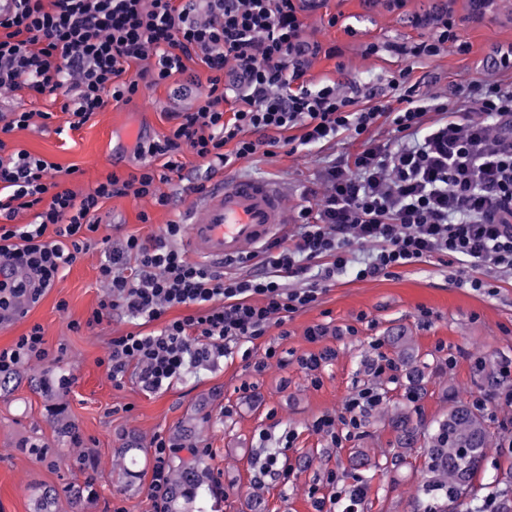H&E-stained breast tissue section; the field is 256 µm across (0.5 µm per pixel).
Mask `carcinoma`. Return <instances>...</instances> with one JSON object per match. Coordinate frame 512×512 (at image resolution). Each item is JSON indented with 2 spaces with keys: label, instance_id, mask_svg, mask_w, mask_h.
<instances>
[{
  "label": "carcinoma",
  "instance_id": "obj_1",
  "mask_svg": "<svg viewBox=\"0 0 512 512\" xmlns=\"http://www.w3.org/2000/svg\"><path fill=\"white\" fill-rule=\"evenodd\" d=\"M396 432L397 447L408 452L417 447L420 431L406 412L390 420ZM490 435L476 409L463 404L448 408V417L438 423L427 439L428 471L431 480L424 494L443 501L439 512H458L462 497L483 466ZM201 459L180 461L174 466L169 482V512H184L181 502L205 493L198 478ZM32 512H54L56 495L51 489H37L31 494Z\"/></svg>",
  "mask_w": 512,
  "mask_h": 512
}]
</instances>
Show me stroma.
<instances>
[{"label": "stroma", "instance_id": "35a3bbf8", "mask_svg": "<svg viewBox=\"0 0 512 512\" xmlns=\"http://www.w3.org/2000/svg\"><path fill=\"white\" fill-rule=\"evenodd\" d=\"M432 4L407 0L397 13L365 0H321L317 7L304 8L307 38L338 50L334 57L313 59L310 83L332 79L385 87L405 65L387 52V44L418 38L413 20ZM331 14L339 17L333 27L327 24ZM461 34L471 45L469 54L445 52L414 62L413 78L442 89L484 78V60L498 46L512 43V0H503L482 22L465 24ZM369 42L380 50L366 57L362 47ZM196 95L193 89L183 94L166 87L147 89L130 104H108L76 130L64 127L61 99L20 91L0 94V100L19 110L54 113L52 128L14 131L8 144L75 167L69 186L80 193L109 172H129L138 137L168 132V113L194 106ZM120 130L129 137L123 160L116 162L112 135ZM355 149L343 135L294 151L284 145L273 154L260 151L239 160L226 174L279 183L293 215L319 191L324 166ZM182 163L181 178L160 186L172 196L169 206H155L148 198H112L99 213L97 242L78 256L58 288L26 316L0 323L2 347L37 323L50 349L64 351L61 361L19 366L0 386V512H30L31 490L40 485L59 491L57 512H154L150 450L158 435L180 447L186 460L193 447L208 449V491L189 504V512H314V497H331L356 479L364 487L358 512H424L429 503L422 491L429 478L424 453L417 448L395 461L389 419L408 412L427 432L446 417L449 406L479 398L488 401L481 415L492 443L470 494L482 500L512 495V407L490 400L501 385L503 365L512 362V275L507 273L498 276L490 294L459 287L465 271L446 258L434 257L375 279L344 273L312 307L250 343L253 357L272 346L284 358L264 372L248 370L237 347L215 363L191 368L157 394L143 392L130 372L121 382L112 381L100 361L111 337L133 331L131 321L116 313L92 331H75L71 324H84L103 296L101 239L115 246L126 235L147 236L171 221L187 220L200 196L181 192V185L205 183L209 177L193 156H185ZM143 210L150 213L151 223L138 222ZM61 300L66 310L58 309ZM316 325L328 330L320 345L306 336ZM404 344L421 372L415 383L396 364ZM323 345L336 355L314 378L296 359ZM382 359L394 363V370L377 372ZM364 387L376 389L382 402L368 414L361 433L336 443L314 431L317 417L340 414L348 396ZM285 428L295 433L284 455L288 481L269 477L254 483L255 461L263 451L260 432L276 435ZM34 445L48 448L49 461L30 455ZM128 448L139 451L131 477L122 464ZM332 473L338 478L334 485L328 482ZM74 484L91 485L94 496L72 506L66 491Z\"/></svg>", "mask_w": 512, "mask_h": 512}]
</instances>
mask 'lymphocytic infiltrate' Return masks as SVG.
Segmentation results:
<instances>
[{"label":"lymphocytic infiltrate","mask_w":512,"mask_h":512,"mask_svg":"<svg viewBox=\"0 0 512 512\" xmlns=\"http://www.w3.org/2000/svg\"><path fill=\"white\" fill-rule=\"evenodd\" d=\"M12 2L0 14V91L64 97L68 128L84 125L107 103L133 102L146 88L181 92L178 75L205 91L196 109L169 113L167 134L137 141L133 171L109 173L83 193L67 187L68 171L59 164L8 149L6 135L50 120V113L15 112L0 125V254L34 279L30 286L0 280V313L27 314L56 287L98 232L97 214L107 201L148 197L168 206L159 185L181 173L184 154L213 175L264 145H318L343 134L357 145L350 157L324 167L322 189L299 210L296 233L245 252L235 272L190 258L180 246L179 221L106 247L99 277L107 291L73 330L99 326L115 311L161 324L109 339L103 363L112 379L132 368L141 389L155 393L191 366L266 336L317 303L356 245L369 251L356 271L361 280L435 256L469 268L465 282L477 292L490 288L488 273L512 272V84L499 78L512 72V46L497 48L487 62L494 79L451 95L423 87L411 67L401 68L389 82L391 100L382 102L353 83L307 82L312 58L335 56L336 49L306 39L303 0ZM495 2L469 0L464 18L452 6L437 7L415 19L424 35L392 51L407 59L468 54L464 21H482ZM198 64L206 78L195 72ZM382 122L391 139L376 136ZM293 129L299 137H290ZM23 210L33 211V223H17ZM313 263L316 282L290 287ZM181 307L185 315L169 317ZM53 358L35 324L0 347V375ZM381 400L375 389H360L340 415L316 418L313 429L330 437L340 424L361 429ZM176 452L165 438L153 439L156 512L164 508Z\"/></svg>","instance_id":"f902f5d3"}]
</instances>
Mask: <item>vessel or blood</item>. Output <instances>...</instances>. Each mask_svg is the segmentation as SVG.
<instances>
[{"label": "vessel or blood", "mask_w": 512, "mask_h": 512, "mask_svg": "<svg viewBox=\"0 0 512 512\" xmlns=\"http://www.w3.org/2000/svg\"><path fill=\"white\" fill-rule=\"evenodd\" d=\"M289 215L280 187L271 181L227 177L210 189L189 224L188 243L206 264L223 268L236 257L276 236Z\"/></svg>", "instance_id": "b4317fda"}]
</instances>
